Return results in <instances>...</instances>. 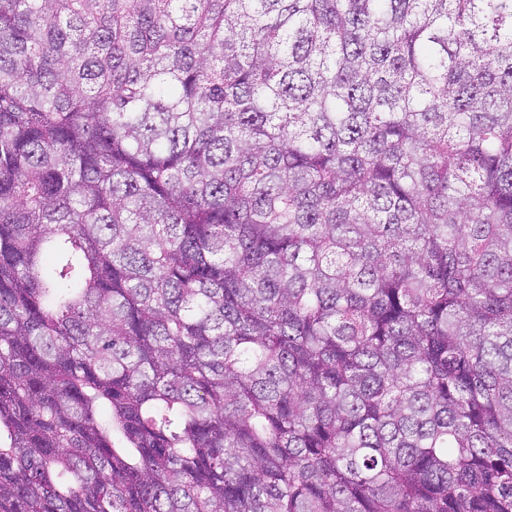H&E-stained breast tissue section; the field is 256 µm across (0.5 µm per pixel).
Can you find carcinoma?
I'll return each mask as SVG.
<instances>
[{"mask_svg": "<svg viewBox=\"0 0 512 512\" xmlns=\"http://www.w3.org/2000/svg\"><path fill=\"white\" fill-rule=\"evenodd\" d=\"M0 512H512V0H0Z\"/></svg>", "mask_w": 512, "mask_h": 512, "instance_id": "1", "label": "carcinoma"}]
</instances>
